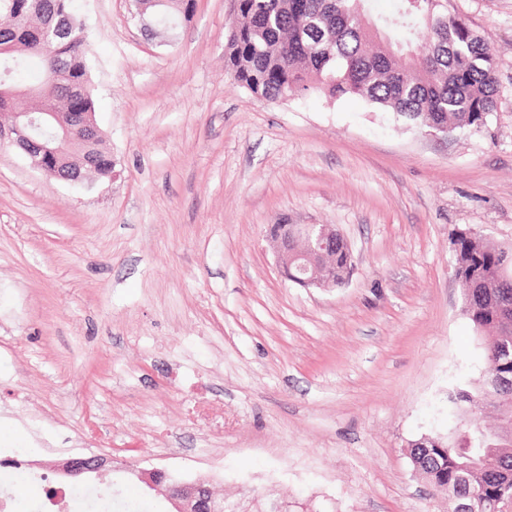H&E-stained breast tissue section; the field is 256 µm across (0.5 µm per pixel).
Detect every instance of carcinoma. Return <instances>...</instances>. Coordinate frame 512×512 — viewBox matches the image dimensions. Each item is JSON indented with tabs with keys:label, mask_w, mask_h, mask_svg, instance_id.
<instances>
[{
	"label": "carcinoma",
	"mask_w": 512,
	"mask_h": 512,
	"mask_svg": "<svg viewBox=\"0 0 512 512\" xmlns=\"http://www.w3.org/2000/svg\"><path fill=\"white\" fill-rule=\"evenodd\" d=\"M73 0H0V83L18 92L0 96V117L15 112L95 113L88 78V37L73 17ZM370 0H234L225 65L253 95L266 100L313 91L331 100L359 98L390 109L417 126L448 133L486 127L496 110V64L486 37L448 14L447 0H399L395 12L374 17ZM146 13L176 25L189 0H144ZM94 167L78 165L84 152ZM107 178L112 152L101 139L71 151L59 174ZM455 276L470 297L465 312L476 329L491 328L488 370L469 389L449 396L465 429L438 438L440 448L411 449V463L435 489L456 497L472 490L476 512H495L512 498V454L467 466L480 423L469 406L497 412L512 423V247L465 233L453 240ZM336 284L352 267L345 241L336 243Z\"/></svg>",
	"instance_id": "obj_1"
}]
</instances>
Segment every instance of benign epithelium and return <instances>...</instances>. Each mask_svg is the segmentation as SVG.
<instances>
[{"label":"benign epithelium","mask_w":512,"mask_h":512,"mask_svg":"<svg viewBox=\"0 0 512 512\" xmlns=\"http://www.w3.org/2000/svg\"><path fill=\"white\" fill-rule=\"evenodd\" d=\"M46 123L55 127V137L70 140L71 125L60 114L50 113ZM41 118L31 112H17L11 123H0V144L19 150L30 166L47 175L58 177L50 159L64 150L44 136ZM339 233L334 224H275L272 237L276 243V263L280 272L291 282L307 288H333L336 275L323 260L336 247ZM113 469L112 458L105 455L72 456L58 465L62 476L73 481ZM135 473L145 487L162 495L174 512H224V501L216 499L203 480L167 483L159 468L137 469Z\"/></svg>","instance_id":"benign-epithelium-1"}]
</instances>
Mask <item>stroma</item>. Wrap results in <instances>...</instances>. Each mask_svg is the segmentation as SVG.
<instances>
[{
  "label": "stroma",
  "mask_w": 512,
  "mask_h": 512,
  "mask_svg": "<svg viewBox=\"0 0 512 512\" xmlns=\"http://www.w3.org/2000/svg\"><path fill=\"white\" fill-rule=\"evenodd\" d=\"M489 38L497 109L447 134L357 98L267 101L224 67L229 0L145 33L73 0L116 178L68 183L0 148V449L210 478L244 512H450L411 441L485 371L453 237L512 245V0H448ZM272 224H332L344 285L276 267Z\"/></svg>",
  "instance_id": "35a3bbf8"
}]
</instances>
